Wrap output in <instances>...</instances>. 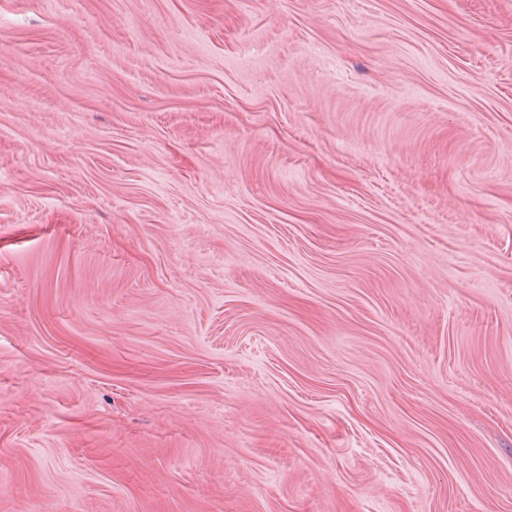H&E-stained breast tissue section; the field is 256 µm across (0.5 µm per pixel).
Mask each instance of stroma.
I'll return each instance as SVG.
<instances>
[{
	"instance_id": "1",
	"label": "stroma",
	"mask_w": 512,
	"mask_h": 512,
	"mask_svg": "<svg viewBox=\"0 0 512 512\" xmlns=\"http://www.w3.org/2000/svg\"><path fill=\"white\" fill-rule=\"evenodd\" d=\"M0 512H512V0H0Z\"/></svg>"
}]
</instances>
